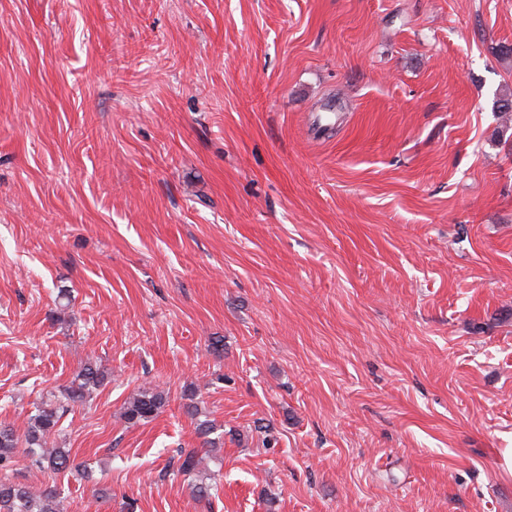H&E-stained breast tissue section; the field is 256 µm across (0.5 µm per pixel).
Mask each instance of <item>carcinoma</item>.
I'll return each mask as SVG.
<instances>
[{
	"instance_id": "carcinoma-1",
	"label": "carcinoma",
	"mask_w": 512,
	"mask_h": 512,
	"mask_svg": "<svg viewBox=\"0 0 512 512\" xmlns=\"http://www.w3.org/2000/svg\"><path fill=\"white\" fill-rule=\"evenodd\" d=\"M107 378V372L96 361H88L78 374L61 391L58 399L43 400L35 404L22 431L11 425H0V512H64V497L59 489L44 484L38 489L17 483L12 479L20 462L31 465L53 475L76 472L85 474L87 468L75 462L71 450L58 445L61 419L76 406H82L92 392ZM198 391L190 387L184 392L186 414L194 420L199 437L203 438L205 452L213 456L221 451L220 442L212 438L215 425L205 417L196 401ZM168 403V393L163 390H138L123 403L119 418L129 426H136L153 419ZM202 458L195 449L179 450L172 462L177 473L191 479L190 489L199 502H210L212 480L200 475Z\"/></svg>"
}]
</instances>
